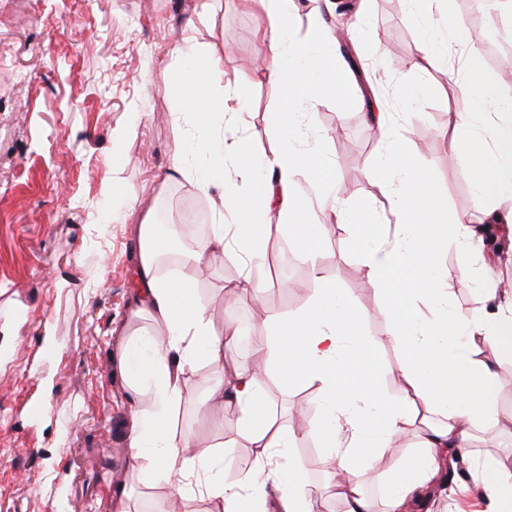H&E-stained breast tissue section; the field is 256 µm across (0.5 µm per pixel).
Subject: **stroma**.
I'll use <instances>...</instances> for the list:
<instances>
[{"instance_id":"stroma-1","label":"stroma","mask_w":512,"mask_h":512,"mask_svg":"<svg viewBox=\"0 0 512 512\" xmlns=\"http://www.w3.org/2000/svg\"><path fill=\"white\" fill-rule=\"evenodd\" d=\"M453 6L466 29H482L491 93L512 98V71L498 63L512 57V13L476 0ZM365 13L346 40L360 84L374 85L380 111L406 123V144L446 188L449 215L481 225L487 202L471 185L468 163L449 157L457 62L416 63L420 34L405 0H366ZM190 23L198 41L222 54L224 81L250 112L247 128L223 126L217 136L262 152L281 90L255 65L266 52L259 37L266 17L255 0H0V512H111L121 494L130 512H157L169 499L164 485L143 481L131 458L130 419L150 397L132 399L118 360L123 324L154 329L148 319H127L141 210L167 203L172 231L198 203L202 222H214L212 196L172 170L180 140L196 134L184 98L202 104L210 95L203 85L182 95L175 81L185 64L176 50ZM316 111L339 194L357 207L377 193L364 171L384 149L369 103L327 95ZM126 127L136 136L116 172L112 154ZM306 234L320 235L314 225ZM267 235L260 276L269 290L262 299L244 293L225 301V284L240 274L228 253H214L197 282L211 300L214 326L233 321L240 328L229 359L248 357L255 340L269 336L271 317L305 307L324 281L369 311L364 335H390L377 313L382 295L350 249L348 225L320 235L325 247L315 267L282 254L278 230ZM214 375L204 363L185 373L191 399L174 412L173 426L191 432L197 452L231 449L225 476L234 480L251 470L254 456L237 435L235 405H202ZM266 397L297 435L292 453L312 485L314 512H344L323 487L325 452L307 431L318 415L314 384L284 385L273 376ZM36 402L43 409L34 415L28 407ZM481 480L467 461L450 480L447 500L425 502L418 512H488Z\"/></svg>"}]
</instances>
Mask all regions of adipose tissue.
<instances>
[{"mask_svg":"<svg viewBox=\"0 0 512 512\" xmlns=\"http://www.w3.org/2000/svg\"><path fill=\"white\" fill-rule=\"evenodd\" d=\"M268 23L264 69L284 89L278 119L267 151L244 156L216 139L212 131L226 123L245 124L242 99L224 83V60L215 47L188 38L191 63L180 72L182 83L204 84L212 92L206 109L196 111L198 136L177 152L178 174H193L202 191L222 186L218 222L190 252L176 277L158 276L167 253L162 228L143 217L139 226L141 296L131 312L162 326L163 337L128 333L120 367L133 395L149 394V410L136 412L130 426V451L138 469L164 484L171 496L185 494L191 480L201 481L204 496L220 501L222 512H312L309 484L300 462L290 458L296 434L273 417L259 416L265 382L277 375L317 383L318 420L309 425L323 448L328 478L347 474L339 497L345 512H405L409 500L438 479L444 452L470 453L476 428L512 435L501 423L495 404L502 359L512 357V302L499 304L492 273L477 281L492 311L466 321L452 314L448 282L471 272L477 244L463 216H449L447 193L429 171L416 168L394 125L377 117L385 144L368 168L378 194L398 215L391 240L377 243L376 209L372 204L350 211L340 202L329 158L314 146L297 145L302 127L316 122L313 108L322 93L355 97L358 85L349 64L335 51L338 36L321 4L301 11L296 0H260ZM409 14L422 32L423 58L447 57L459 40L468 39L462 22L444 9V28L422 13L423 0H407ZM461 99L448 114L454 134L451 152L470 161L474 190L489 204L490 221L512 226V100L485 90L478 46L464 61ZM306 175L329 190L319 204L299 196L292 183ZM350 224L352 250L363 260L368 283L383 295L378 313L392 328L387 340L362 335L368 314L345 299L335 284L315 289L310 302L292 317L272 318V335L252 347L253 361L237 363L232 377L222 376L224 350L239 334L234 323L215 328L209 301L196 290L195 271L206 255L230 252L239 258V287L262 294L266 285L256 273L266 241L262 227L277 224L285 233L282 248L295 249L305 225L328 221ZM455 241V268L444 260L445 246ZM300 249V248H297ZM318 263L320 249H300ZM396 345V371L405 394L390 400L380 383L376 352L383 343ZM219 369L207 398L237 404V433L254 452L255 469L235 483L224 479V460L193 454L190 432L173 435L172 408L187 400L183 376L198 363ZM413 434L418 446L401 456L385 479L381 501L370 498L361 474L372 456L387 452L395 437ZM483 495L497 512H512V463L483 459Z\"/></svg>","mask_w":512,"mask_h":512,"instance_id":"obj_1","label":"adipose tissue"}]
</instances>
